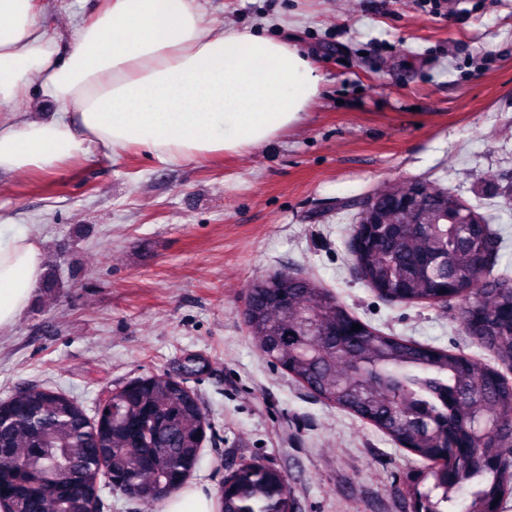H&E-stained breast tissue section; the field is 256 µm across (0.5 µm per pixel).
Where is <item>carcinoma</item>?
I'll return each instance as SVG.
<instances>
[{"mask_svg":"<svg viewBox=\"0 0 512 512\" xmlns=\"http://www.w3.org/2000/svg\"><path fill=\"white\" fill-rule=\"evenodd\" d=\"M441 191L426 199L438 223L410 231L388 224L353 261L391 301L457 302L465 333L512 368V278L475 274L482 228L441 219L457 197ZM474 277L478 291L456 295L453 285ZM245 322L260 353L294 382L417 456L412 512H501L512 497V382L497 368L360 324L315 278L287 271L250 285ZM356 323L361 330H351ZM9 402L0 417L6 512H86L106 475L153 502L191 476L207 423L196 396L167 374L112 391L92 419L48 387H28ZM478 413L501 419L497 447L470 445ZM220 501L221 512H294L282 473L260 462L234 469Z\"/></svg>","mask_w":512,"mask_h":512,"instance_id":"1","label":"carcinoma"}]
</instances>
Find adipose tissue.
Segmentation results:
<instances>
[{
    "instance_id": "adipose-tissue-1",
    "label": "adipose tissue",
    "mask_w": 512,
    "mask_h": 512,
    "mask_svg": "<svg viewBox=\"0 0 512 512\" xmlns=\"http://www.w3.org/2000/svg\"><path fill=\"white\" fill-rule=\"evenodd\" d=\"M322 78L289 41L210 27L199 0H108L61 45L34 0H0V111L30 86L56 116L0 123V171L49 173L91 148L135 147L200 160L261 144L300 122ZM42 243L0 221V331L33 300ZM204 486L177 489L163 512H219Z\"/></svg>"
}]
</instances>
